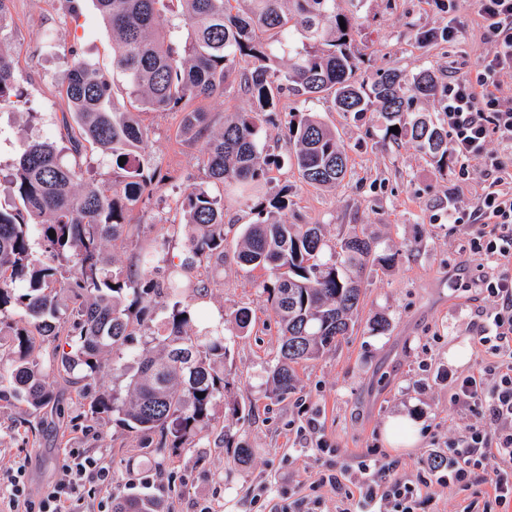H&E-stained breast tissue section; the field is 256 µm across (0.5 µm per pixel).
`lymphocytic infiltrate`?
Returning <instances> with one entry per match:
<instances>
[{
	"instance_id": "obj_1",
	"label": "lymphocytic infiltrate",
	"mask_w": 512,
	"mask_h": 512,
	"mask_svg": "<svg viewBox=\"0 0 512 512\" xmlns=\"http://www.w3.org/2000/svg\"><path fill=\"white\" fill-rule=\"evenodd\" d=\"M476 3L494 50L465 77L449 82L442 117L457 178L482 179L472 210L449 208L448 221L468 225L471 249L495 267L479 285L494 300L478 331L489 360L482 371L449 379L451 400L475 420L434 449L426 474L416 479L385 459L320 472L318 485L342 493L337 512H425V489L433 479L463 493L461 512H505L512 505V165L505 162L512 155V0ZM25 471L19 463L8 474L10 512H80L112 481L101 459L74 448L62 463L61 478L34 504L26 497Z\"/></svg>"
}]
</instances>
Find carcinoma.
<instances>
[{"mask_svg":"<svg viewBox=\"0 0 512 512\" xmlns=\"http://www.w3.org/2000/svg\"><path fill=\"white\" fill-rule=\"evenodd\" d=\"M163 2L93 0L112 32V70L121 75V86L95 64L76 59L62 88L74 123L69 151L78 155L88 143L111 158L120 170L112 187L85 178L79 163L66 161L64 149L47 140L26 143L0 178V334L11 336L14 353L0 368V396L16 399L37 419L51 404L47 379L64 373L94 380L138 328L148 336L146 347L112 361L129 378L128 395L97 393L90 415L101 421L112 413L149 447L178 448L204 438L229 385L224 328L193 330L182 300L206 296L211 283L194 272L224 260V196L257 199V220L244 228L234 259L249 272L272 276L255 285L280 325L279 354L270 369L277 396L292 392L295 365L319 358L352 331L360 273L369 265L388 269L396 260L394 253L379 252L364 231L329 245L322 225L277 219L288 195H262L280 160L261 145V134L276 124L281 98L289 94L299 105L285 132L294 146L292 165L307 185L322 187L346 178L349 157L337 129L306 111L307 103L326 99L345 117L377 113L386 136L415 145L445 175L448 127L413 113L412 105L431 97L444 105L447 83L431 67L412 74L389 69L370 83L358 80L359 27L336 0H179L182 24L176 26L164 23ZM295 31L304 47L287 66L272 69L274 41ZM442 41H448L446 28L416 33L422 48ZM230 90L247 96L252 107L233 113L209 138L204 164L211 187L192 188L180 204L189 234L180 262L162 267L149 251L134 272L113 267L107 246L130 234V215L156 175L145 158L148 131L138 112L184 109L183 133L195 137L208 129V117L189 104ZM14 97L20 93L13 54L0 35V105ZM392 126L399 132H390ZM14 309L24 322L9 321ZM38 336L69 351L39 358L33 354ZM113 508L157 512L158 505L143 496Z\"/></svg>","mask_w":512,"mask_h":512,"instance_id":"cac0c4a2","label":"carcinoma"}]
</instances>
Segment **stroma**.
<instances>
[{
  "mask_svg": "<svg viewBox=\"0 0 512 512\" xmlns=\"http://www.w3.org/2000/svg\"><path fill=\"white\" fill-rule=\"evenodd\" d=\"M364 62L359 78L396 67L415 72L428 65L444 79L464 76L492 49L484 37L475 0H464L456 19L436 8L433 0H363L358 12ZM455 22L459 37L418 48V30ZM15 60V81L21 97L0 108V167L10 168L21 147L40 138L66 145L62 118L68 110L61 88L73 59L81 58L112 70V36L92 0L71 11L68 0H12L0 24ZM295 103L282 101L275 124L266 126L262 141L282 161L267 186L268 195L287 191L289 206L280 217L290 224H322L329 240L356 229L376 237L380 250L396 255L387 270L364 274V298L353 332L314 361L295 368V387L287 397L272 394L268 372L279 351V325L254 285L261 271L246 274L233 254L245 225L256 216L243 198L224 200V261L200 268L210 281L206 297L191 301L211 322L248 308L247 331L225 324L229 353L224 372L231 382L214 411L201 445L178 451L142 447L139 439L110 423L88 426L89 401L84 390L49 379L55 406L64 416L36 421L32 434L18 426L24 407L0 400V474L17 463L26 465L30 498H40L60 476L67 449L83 448L112 469V483L101 497L119 500L151 494L163 512H262L266 500L321 499L324 512H334L338 496L315 481L326 460L318 441L336 448L341 459L388 456L399 471L415 477L425 470L434 440L458 435L473 416L449 400V376L465 377L487 362L476 340L482 307L490 299L475 288L491 274L486 257L473 254L466 225L448 221V208H468L478 181L458 184L440 177L430 159L411 144L385 138L376 113L343 117L328 102L309 104L336 126L350 158L351 174L341 184L314 188L302 182L284 135ZM149 130L148 155L158 176L147 207L131 216V236L110 243L116 266H132L146 249L160 245L170 260H179L187 244L179 201L184 191L208 184L204 167L206 136L193 140L180 134L178 111H146L140 115ZM390 322L386 333L372 332L375 315ZM407 411L419 422V439L410 448L386 444L388 416ZM317 429H310L309 420ZM246 443L250 457L237 461L225 434Z\"/></svg>",
  "mask_w": 512,
  "mask_h": 512,
  "instance_id": "35a3bbf8",
  "label": "stroma"
}]
</instances>
